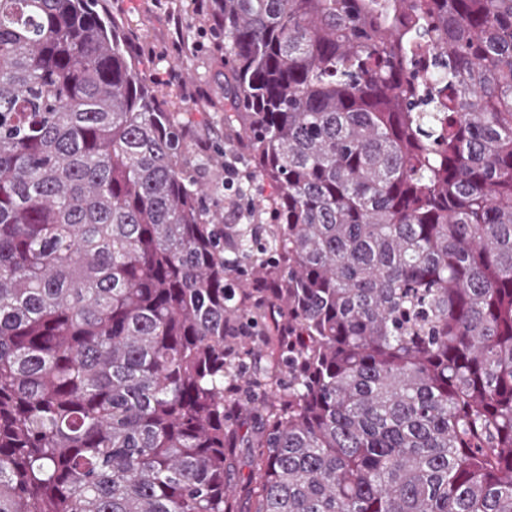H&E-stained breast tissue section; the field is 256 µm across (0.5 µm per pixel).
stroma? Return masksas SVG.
<instances>
[{
    "mask_svg": "<svg viewBox=\"0 0 512 512\" xmlns=\"http://www.w3.org/2000/svg\"><path fill=\"white\" fill-rule=\"evenodd\" d=\"M99 5L107 15L123 19L134 34L149 80L175 74L170 87L177 105L206 113L227 107L224 62L212 48L209 22L195 15L186 0H100ZM189 22L194 36L187 43L183 29Z\"/></svg>",
    "mask_w": 512,
    "mask_h": 512,
    "instance_id": "stroma-1",
    "label": "stroma"
}]
</instances>
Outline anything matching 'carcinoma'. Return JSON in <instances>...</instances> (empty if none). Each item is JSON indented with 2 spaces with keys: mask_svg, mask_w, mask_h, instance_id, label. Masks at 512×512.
Here are the masks:
<instances>
[{
  "mask_svg": "<svg viewBox=\"0 0 512 512\" xmlns=\"http://www.w3.org/2000/svg\"><path fill=\"white\" fill-rule=\"evenodd\" d=\"M97 2L0 0V512H512V0H214L243 156ZM189 138L192 142H219L224 147V127H214L209 124H194L189 131Z\"/></svg>",
  "mask_w": 512,
  "mask_h": 512,
  "instance_id": "carcinoma-1",
  "label": "carcinoma"
}]
</instances>
